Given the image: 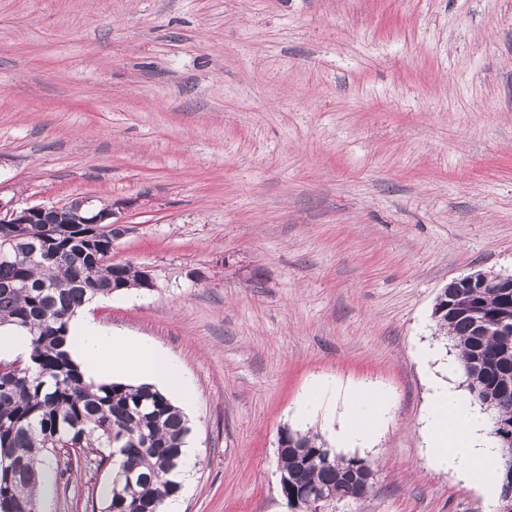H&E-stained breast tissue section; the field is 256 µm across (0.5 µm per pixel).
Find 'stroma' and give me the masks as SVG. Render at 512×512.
I'll return each mask as SVG.
<instances>
[{
    "instance_id": "stroma-1",
    "label": "stroma",
    "mask_w": 512,
    "mask_h": 512,
    "mask_svg": "<svg viewBox=\"0 0 512 512\" xmlns=\"http://www.w3.org/2000/svg\"><path fill=\"white\" fill-rule=\"evenodd\" d=\"M90 198L150 290L90 316L195 393L182 512H292L277 446L317 376L392 402L363 500L487 512L433 467L421 344L450 280L512 274V0H0V199ZM43 512H103L111 463L50 458Z\"/></svg>"
}]
</instances>
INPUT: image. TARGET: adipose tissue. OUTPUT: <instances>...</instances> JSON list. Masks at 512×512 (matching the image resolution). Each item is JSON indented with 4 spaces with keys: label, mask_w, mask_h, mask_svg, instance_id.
<instances>
[{
    "label": "adipose tissue",
    "mask_w": 512,
    "mask_h": 512,
    "mask_svg": "<svg viewBox=\"0 0 512 512\" xmlns=\"http://www.w3.org/2000/svg\"><path fill=\"white\" fill-rule=\"evenodd\" d=\"M95 305V300L86 301L70 319L65 345L85 378L94 382L114 376L137 378L175 398L183 414H191L192 385L177 362L147 341L101 329L88 317ZM417 357L428 371L424 434L431 463L488 494H498L499 449L488 433L485 414L459 387L463 376L458 359L442 358L437 348L428 344L419 347ZM389 410L388 398L375 387L342 386L320 377L310 382L293 415L303 424L336 415L337 444L367 448L384 429Z\"/></svg>",
    "instance_id": "obj_1"
}]
</instances>
